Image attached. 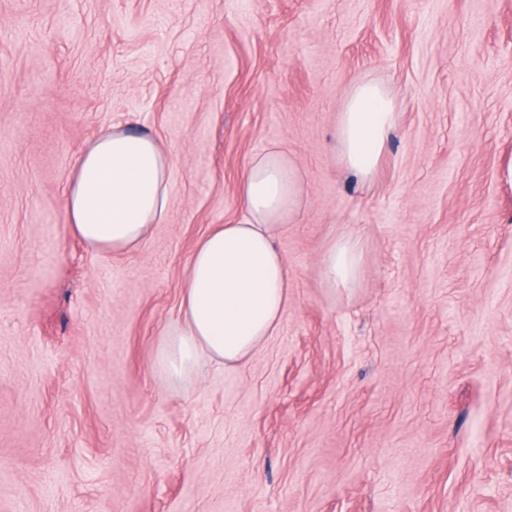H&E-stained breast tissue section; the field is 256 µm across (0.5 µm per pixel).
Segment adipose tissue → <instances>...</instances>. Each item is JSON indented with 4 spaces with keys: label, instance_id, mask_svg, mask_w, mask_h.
Listing matches in <instances>:
<instances>
[{
    "label": "adipose tissue",
    "instance_id": "ef3b65f1",
    "mask_svg": "<svg viewBox=\"0 0 512 512\" xmlns=\"http://www.w3.org/2000/svg\"><path fill=\"white\" fill-rule=\"evenodd\" d=\"M396 124L383 83H352L335 117L332 149L347 169L371 178ZM169 169L168 156L151 136L121 126L99 135L77 158L65 195L74 236L95 251L138 248L166 214ZM240 194L248 223L211 230L187 267L181 316L159 348L170 379L207 363L243 365L274 336L288 305V263L275 233L306 204L302 172L280 145H270L251 160ZM362 263L360 239L339 232L319 259L323 285L352 289Z\"/></svg>",
    "mask_w": 512,
    "mask_h": 512
}]
</instances>
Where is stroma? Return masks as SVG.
Here are the masks:
<instances>
[{
	"instance_id": "stroma-1",
	"label": "stroma",
	"mask_w": 512,
	"mask_h": 512,
	"mask_svg": "<svg viewBox=\"0 0 512 512\" xmlns=\"http://www.w3.org/2000/svg\"><path fill=\"white\" fill-rule=\"evenodd\" d=\"M363 79L399 112L369 181L329 151ZM117 124L169 204L110 254L64 194ZM272 143L307 197L279 329L170 380L192 251ZM0 512H512V0H0ZM362 263L360 239L340 231L334 235L319 259L323 285L335 292L352 289L360 277Z\"/></svg>"
}]
</instances>
